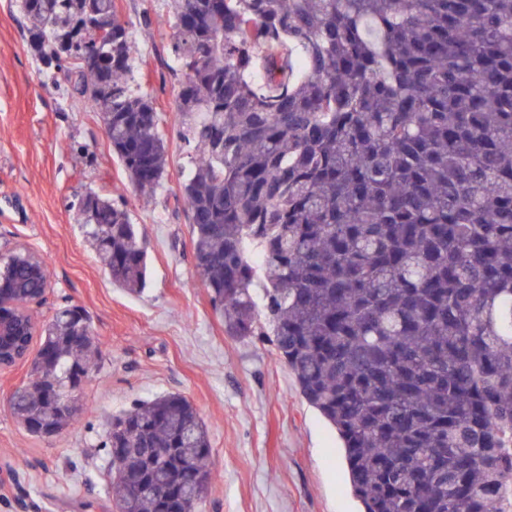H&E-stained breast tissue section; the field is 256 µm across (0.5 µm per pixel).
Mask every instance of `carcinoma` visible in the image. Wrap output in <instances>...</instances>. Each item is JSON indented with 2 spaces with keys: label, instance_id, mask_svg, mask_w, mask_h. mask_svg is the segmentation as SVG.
Instances as JSON below:
<instances>
[{
  "label": "carcinoma",
  "instance_id": "carcinoma-1",
  "mask_svg": "<svg viewBox=\"0 0 512 512\" xmlns=\"http://www.w3.org/2000/svg\"><path fill=\"white\" fill-rule=\"evenodd\" d=\"M31 49L108 128L131 183L162 187L168 145L115 0H19ZM191 154L182 201L194 266L232 336H267L343 442L363 512H495L512 489V0H170ZM92 25L112 47L67 51ZM112 280L145 287L125 204L69 205ZM264 271L265 324L253 288ZM20 296L28 260L0 257ZM59 307L38 349L60 389L100 347ZM24 427L77 418L41 381L14 393ZM155 476L209 483L208 430L176 394L117 416ZM115 512H159L135 463L108 455Z\"/></svg>",
  "mask_w": 512,
  "mask_h": 512
}]
</instances>
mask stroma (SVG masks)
<instances>
[{"instance_id":"stroma-1","label":"stroma","mask_w":512,"mask_h":512,"mask_svg":"<svg viewBox=\"0 0 512 512\" xmlns=\"http://www.w3.org/2000/svg\"><path fill=\"white\" fill-rule=\"evenodd\" d=\"M169 0H117L141 50L136 79L153 89L168 145L162 188L138 194L96 113L42 73L22 16L0 0V254L23 248L50 271L45 323L81 307L101 344L77 428L44 439L13 417L29 365L0 371V512H111L98 442L112 416L175 393L204 421L217 478L197 512H361L342 442L300 393L268 341L228 335L194 268L186 207H175L189 157L174 110ZM89 192L125 203L147 250L146 286L113 283L69 209Z\"/></svg>"}]
</instances>
